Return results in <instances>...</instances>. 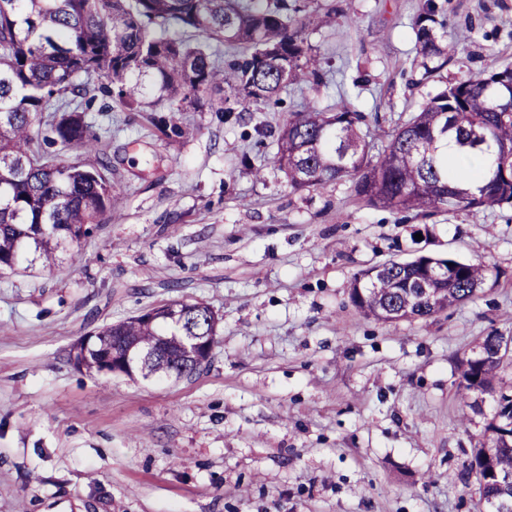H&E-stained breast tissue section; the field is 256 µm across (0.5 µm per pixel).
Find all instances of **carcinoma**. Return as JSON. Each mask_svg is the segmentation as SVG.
Returning <instances> with one entry per match:
<instances>
[{
	"label": "carcinoma",
	"instance_id": "obj_1",
	"mask_svg": "<svg viewBox=\"0 0 512 512\" xmlns=\"http://www.w3.org/2000/svg\"><path fill=\"white\" fill-rule=\"evenodd\" d=\"M287 0H0V270L22 261L52 267L60 254L88 235L93 218L112 207L111 165L68 162L48 148L61 143L94 148L86 121L94 76L120 106L150 113L166 136L186 138L190 128L169 126L158 112H200V94L224 92L216 111L249 112L292 82L319 78L320 59L305 46L303 28ZM434 6L426 2L414 31L425 73L442 67L448 48L436 36ZM53 114L35 124L50 99ZM361 113L293 112L276 129L274 164L294 190H315L346 180L370 205L427 215L483 212L512 204V69L476 73L449 85L375 149ZM453 141L459 155L443 154ZM483 157V168L466 161ZM489 268L455 258L420 256L375 266L355 277L351 302L385 323L428 319L474 299ZM105 324L84 353L86 366L112 349V337L138 347L165 345L167 353L142 369L148 376L181 378L198 367L179 356L188 334L217 335L219 318L206 305L183 302ZM483 337V358L463 362L462 394L495 397L485 441L472 449L465 474L474 476L493 512H512V392L502 386L512 351L497 354Z\"/></svg>",
	"mask_w": 512,
	"mask_h": 512
}]
</instances>
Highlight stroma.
Listing matches in <instances>:
<instances>
[{"instance_id":"obj_1","label":"stroma","mask_w":512,"mask_h":512,"mask_svg":"<svg viewBox=\"0 0 512 512\" xmlns=\"http://www.w3.org/2000/svg\"><path fill=\"white\" fill-rule=\"evenodd\" d=\"M424 0H297L323 79L226 120L184 112L168 138L98 97L95 149L116 206L76 260L0 273V512H488L464 465L494 413L461 407L463 361L512 336V206L401 213L349 182L293 190L257 122L311 107L364 113L377 146L449 84L512 67V0H434L448 62L425 74ZM419 255L485 263L471 301L383 323L352 303L355 276ZM218 318L207 366L180 379L104 374L75 347L99 324L170 302Z\"/></svg>"}]
</instances>
